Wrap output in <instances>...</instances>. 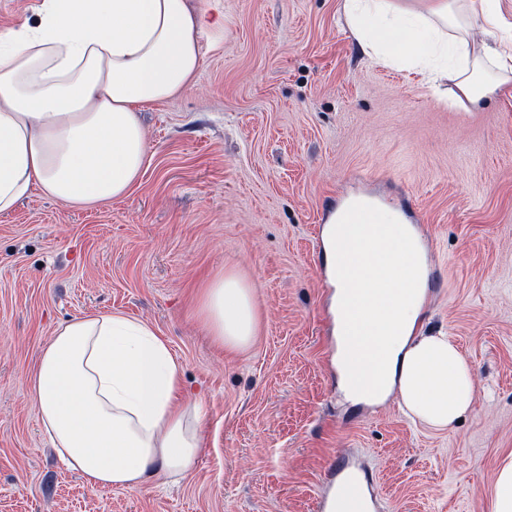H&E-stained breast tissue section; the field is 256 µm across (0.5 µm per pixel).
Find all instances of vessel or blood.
Here are the masks:
<instances>
[{
  "instance_id": "1",
  "label": "vessel or blood",
  "mask_w": 512,
  "mask_h": 512,
  "mask_svg": "<svg viewBox=\"0 0 512 512\" xmlns=\"http://www.w3.org/2000/svg\"><path fill=\"white\" fill-rule=\"evenodd\" d=\"M319 512H377L372 480L349 463L340 464L318 502Z\"/></svg>"
}]
</instances>
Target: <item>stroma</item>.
<instances>
[{
    "label": "stroma",
    "instance_id": "obj_1",
    "mask_svg": "<svg viewBox=\"0 0 512 512\" xmlns=\"http://www.w3.org/2000/svg\"><path fill=\"white\" fill-rule=\"evenodd\" d=\"M194 84L143 107L148 162L128 196L75 208L33 194L0 215V512H317L358 454L379 512H491L512 452V88L458 107L361 51L342 0H220ZM369 196L421 241L415 329L448 332L473 370L446 429L397 395L348 401L332 364L322 230ZM232 270L256 334L229 350L199 315ZM148 323L201 404L202 448L179 481L91 486L40 428L30 377L60 325Z\"/></svg>",
    "mask_w": 512,
    "mask_h": 512
}]
</instances>
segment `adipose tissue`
<instances>
[{"instance_id": "ef3b65f1", "label": "adipose tissue", "mask_w": 512, "mask_h": 512, "mask_svg": "<svg viewBox=\"0 0 512 512\" xmlns=\"http://www.w3.org/2000/svg\"><path fill=\"white\" fill-rule=\"evenodd\" d=\"M191 0H41L39 19L0 31V214L33 192L94 206L129 194L147 163L141 106L193 85L202 39L223 19ZM362 51L448 78L454 105L512 84V39L492 55L470 46L475 22L502 30L498 0H343ZM335 321L339 386L352 401L398 391L404 414L444 429L471 411L472 369L448 333L414 332L425 294L420 242L373 208L366 224L329 219L322 233ZM365 265L360 281L350 265ZM200 316L228 348L257 329L248 283L229 271L207 286ZM183 372L146 323L102 313L59 326L31 378L41 427L92 486L135 490L156 474L179 480L200 449L197 406Z\"/></svg>"}]
</instances>
